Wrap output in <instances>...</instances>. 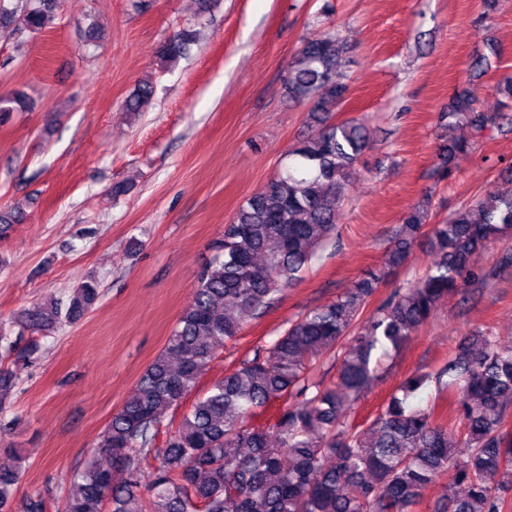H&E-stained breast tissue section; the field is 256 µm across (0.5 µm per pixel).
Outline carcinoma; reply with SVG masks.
<instances>
[{"instance_id":"1","label":"carcinoma","mask_w":512,"mask_h":512,"mask_svg":"<svg viewBox=\"0 0 512 512\" xmlns=\"http://www.w3.org/2000/svg\"><path fill=\"white\" fill-rule=\"evenodd\" d=\"M59 0H0V31L44 30ZM183 29L157 56L180 58ZM345 44L334 34L306 41L289 69L288 91L314 110L333 111L348 86L340 72ZM153 96L142 84L125 101L140 112ZM482 133L512 117L473 107L464 90L444 115ZM371 133L356 119L332 123L290 151L292 163L249 197L213 245L191 302L180 312L165 350L140 375L134 395L101 432L96 452L75 476L61 512H411L422 490L446 474L466 486L437 512H505L512 491V346L486 333L468 338L433 373L414 374L392 393L367 426L353 424L355 403L377 379L382 357L398 349L445 297L483 280L472 257L512 233V186L496 189L432 225L434 260L422 276L396 289L369 314L370 299L390 270L402 266L428 214L414 208L386 253L351 292L292 323L272 343L254 349L224 377L197 395L180 419L174 411L194 391L215 350L235 338L241 317L260 314L333 237L336 210L351 170L369 147ZM100 294L90 277L60 300L36 304L13 318L16 339L0 328V343L14 351L25 330L47 336L80 321ZM336 361V382L313 380L321 359ZM20 352L0 365V411L18 383ZM437 391L425 408L409 398L425 384ZM289 404L269 426L249 420L276 398ZM165 447H156L161 428ZM22 465L0 468V512H47L43 496L12 507Z\"/></svg>"}]
</instances>
